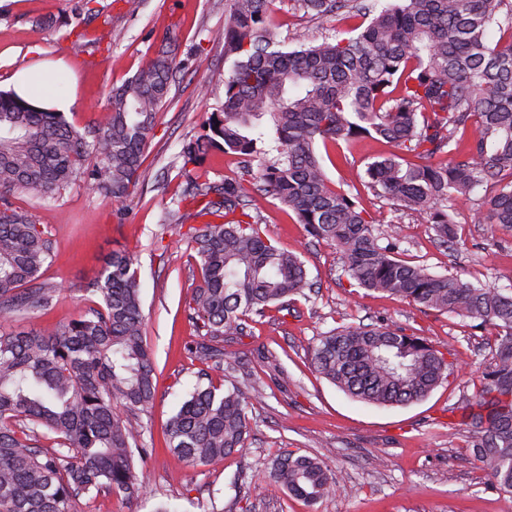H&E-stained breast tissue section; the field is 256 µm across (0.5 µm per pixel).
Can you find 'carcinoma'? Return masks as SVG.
Instances as JSON below:
<instances>
[{"label": "carcinoma", "mask_w": 512, "mask_h": 512, "mask_svg": "<svg viewBox=\"0 0 512 512\" xmlns=\"http://www.w3.org/2000/svg\"><path fill=\"white\" fill-rule=\"evenodd\" d=\"M224 101L208 132L179 158L185 177L165 225L196 253L199 288L189 302L199 340L194 356L224 370V338L245 318L284 311L312 288L300 256L272 245L258 213L276 200L306 232L341 253L340 277L425 310L496 330L492 362L461 415L471 452L512 495V289L476 286L396 257L394 220L373 216L328 177L319 145L372 137L395 148L367 165V185L398 210L419 213L446 244L455 220L448 201L484 194L480 224L512 227V34L491 44L509 0H225ZM315 18L342 13L362 22L287 47L272 27L275 3ZM169 42L110 91L93 126L0 91V317L44 310L57 289L38 282L53 253L48 233L9 193L51 198L78 180L119 201L139 177L148 134L177 71ZM213 148L241 159L253 180L199 182L190 174ZM96 159L90 169L86 162ZM387 225L380 230L379 225ZM387 244H379L380 238ZM86 291L100 303L38 332L0 329V512H75L82 497L139 494L143 412L156 394L155 362L143 337L133 257L114 251ZM315 371L354 400L379 406L425 400L454 373L427 340L388 323L346 324L317 339ZM197 383L168 421L169 450L211 465L239 453L251 432L259 381ZM53 441L49 448L41 440ZM267 478L315 504L340 486L316 455L282 451Z\"/></svg>", "instance_id": "cac0c4a2"}]
</instances>
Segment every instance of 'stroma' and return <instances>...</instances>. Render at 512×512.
I'll return each mask as SVG.
<instances>
[{"instance_id":"stroma-1","label":"stroma","mask_w":512,"mask_h":512,"mask_svg":"<svg viewBox=\"0 0 512 512\" xmlns=\"http://www.w3.org/2000/svg\"><path fill=\"white\" fill-rule=\"evenodd\" d=\"M81 0H0V90L13 88L24 69L64 62L55 82L58 95L74 96L66 119L93 124L104 112L112 86L146 64L152 48L170 39L188 66L176 78L170 100L157 113L133 192L113 201L75 182L55 200L13 192L14 207L28 211L54 243L43 281L58 294L45 310L14 318L25 330L77 318L94 298L85 287L104 259L118 249L135 258L145 317V340L155 364L156 395L139 415L144 444L152 448L141 469L142 493L124 499L108 494L80 500L76 512H512V497L498 494L490 476L469 452L471 434L462 408L496 343L492 328L426 311L383 293L350 287L339 276L341 255L310 237L281 205L266 204L263 229L283 250L299 253L314 285L311 300L287 311H269L249 323L245 335L225 341L226 361L243 366L266 386L251 408L252 432L242 453L214 466H189L169 451L166 425L192 390L202 364L188 347L196 338L188 302L199 283L196 255L177 236L162 232L165 212L180 190L175 157L183 143L205 134L211 112L224 100L225 0H99L109 25H82ZM41 28H34V21ZM279 38L309 40L348 28L342 17L318 20L281 10ZM82 37H73V28ZM388 144L363 139L329 146L328 176L369 213L389 212L390 202L365 184L368 163ZM457 236L441 244L420 215L397 216L402 259L434 273L461 275L489 288H512V228L478 224L473 200L448 204ZM385 321L423 336L454 365L447 383L425 400L380 407L354 400L311 365L310 350L323 333L345 323ZM275 360H267V353ZM284 449L318 455L335 473L341 490L310 506L288 496L265 475L266 460Z\"/></svg>"}]
</instances>
